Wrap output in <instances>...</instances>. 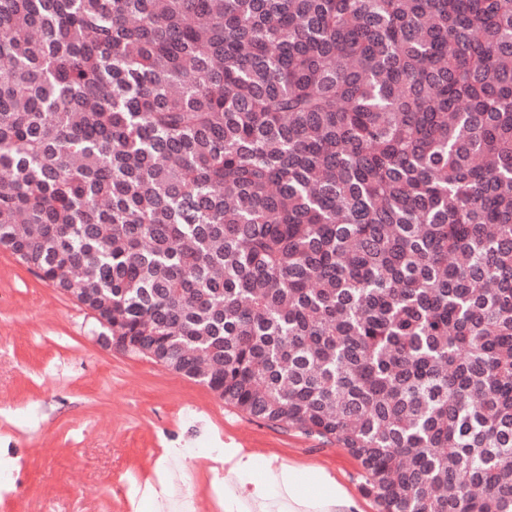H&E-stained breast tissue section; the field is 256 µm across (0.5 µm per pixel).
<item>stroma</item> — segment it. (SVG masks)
<instances>
[{
	"instance_id": "obj_1",
	"label": "stroma",
	"mask_w": 512,
	"mask_h": 512,
	"mask_svg": "<svg viewBox=\"0 0 512 512\" xmlns=\"http://www.w3.org/2000/svg\"><path fill=\"white\" fill-rule=\"evenodd\" d=\"M73 297L0 249V512H224L220 447L337 473L363 493L343 449L254 420L207 386L116 353Z\"/></svg>"
}]
</instances>
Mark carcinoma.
<instances>
[{
	"label": "carcinoma",
	"instance_id": "obj_1",
	"mask_svg": "<svg viewBox=\"0 0 512 512\" xmlns=\"http://www.w3.org/2000/svg\"><path fill=\"white\" fill-rule=\"evenodd\" d=\"M0 248L381 512H512V0H0Z\"/></svg>",
	"mask_w": 512,
	"mask_h": 512
}]
</instances>
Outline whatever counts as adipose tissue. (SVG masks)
I'll use <instances>...</instances> for the list:
<instances>
[{
  "label": "adipose tissue",
  "instance_id": "ef3b65f1",
  "mask_svg": "<svg viewBox=\"0 0 512 512\" xmlns=\"http://www.w3.org/2000/svg\"><path fill=\"white\" fill-rule=\"evenodd\" d=\"M224 512H364L326 469H301L242 448L224 451Z\"/></svg>",
  "mask_w": 512,
  "mask_h": 512
}]
</instances>
